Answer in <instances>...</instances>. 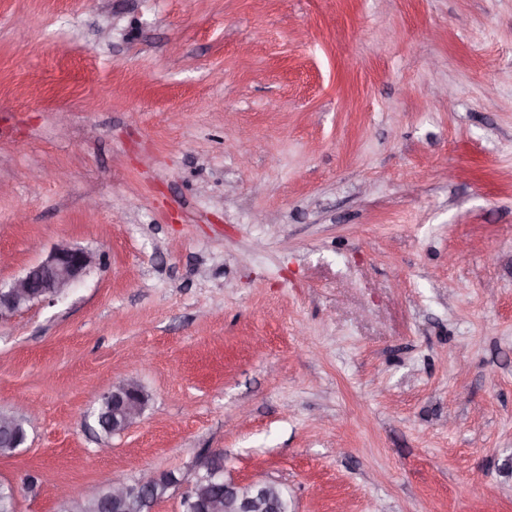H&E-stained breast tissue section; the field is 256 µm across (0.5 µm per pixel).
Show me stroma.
<instances>
[{
    "mask_svg": "<svg viewBox=\"0 0 512 512\" xmlns=\"http://www.w3.org/2000/svg\"><path fill=\"white\" fill-rule=\"evenodd\" d=\"M61 240L100 265L0 322L15 512L215 451L290 512H512V0H0V282ZM101 396L112 398V407L100 398L90 415L105 437L129 430L142 415L141 388L135 382L117 383ZM103 418H109L108 425L102 424Z\"/></svg>",
    "mask_w": 512,
    "mask_h": 512,
    "instance_id": "1",
    "label": "stroma"
}]
</instances>
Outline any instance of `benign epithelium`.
<instances>
[{
	"mask_svg": "<svg viewBox=\"0 0 512 512\" xmlns=\"http://www.w3.org/2000/svg\"><path fill=\"white\" fill-rule=\"evenodd\" d=\"M99 257L85 248L60 242L38 263L8 285L0 283V322L35 302L52 301L80 279ZM112 399V434L132 428L142 415L141 388L134 382H120L104 393ZM0 442L8 448H19L25 438L15 432L8 421L0 423ZM167 479V474L148 472L129 481L110 485L112 512H125L127 505L140 494L154 492ZM238 485L224 484V497L197 500V512H288V502L282 497L269 496L267 484L254 482L250 494L237 496Z\"/></svg>",
	"mask_w": 512,
	"mask_h": 512,
	"instance_id": "benign-epithelium-1",
	"label": "benign epithelium"
}]
</instances>
